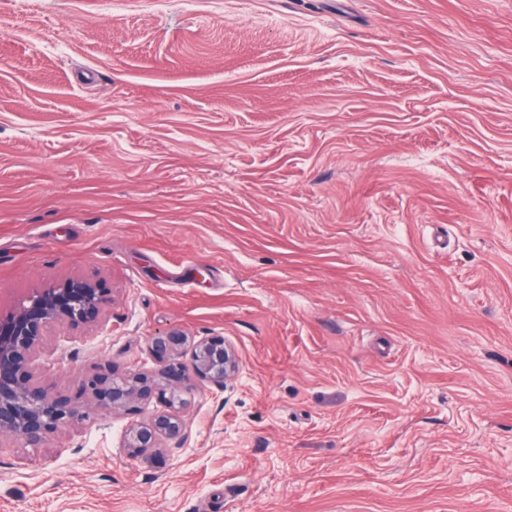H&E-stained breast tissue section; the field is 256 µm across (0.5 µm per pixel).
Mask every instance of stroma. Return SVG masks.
<instances>
[{"mask_svg": "<svg viewBox=\"0 0 512 512\" xmlns=\"http://www.w3.org/2000/svg\"><path fill=\"white\" fill-rule=\"evenodd\" d=\"M72 276L53 390L239 371L158 463L0 437V512H512V0H0V308Z\"/></svg>", "mask_w": 512, "mask_h": 512, "instance_id": "obj_1", "label": "stroma"}]
</instances>
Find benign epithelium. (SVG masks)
<instances>
[{"mask_svg": "<svg viewBox=\"0 0 512 512\" xmlns=\"http://www.w3.org/2000/svg\"><path fill=\"white\" fill-rule=\"evenodd\" d=\"M111 298L89 278L70 277L36 288L11 308H0V435L16 436L31 448H40L47 437L66 427H77L92 412L135 411L152 399L166 410L131 422L125 432L130 454L151 458L165 440L184 435L179 409L186 400L178 387L193 376L219 389L239 370L233 347L222 336L192 339L179 330L152 338L149 355L163 364L157 373L121 371L110 366L85 377L82 405L54 391L36 374L45 352V336L54 329H78L98 323ZM189 355L191 368L181 361Z\"/></svg>", "mask_w": 512, "mask_h": 512, "instance_id": "benign-epithelium-1", "label": "benign epithelium"}]
</instances>
